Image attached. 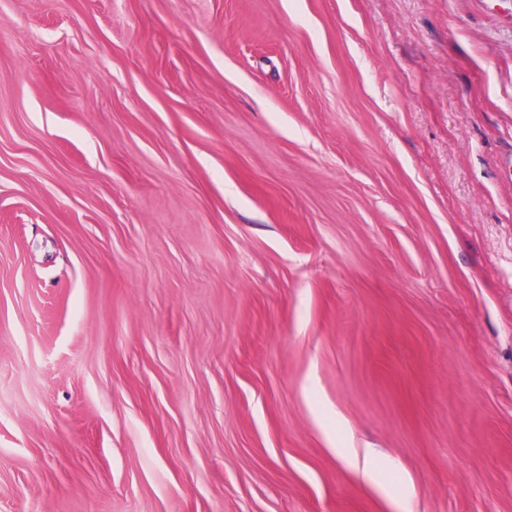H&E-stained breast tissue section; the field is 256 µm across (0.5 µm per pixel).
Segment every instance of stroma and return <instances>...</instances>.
Returning <instances> with one entry per match:
<instances>
[{"label": "stroma", "instance_id": "obj_1", "mask_svg": "<svg viewBox=\"0 0 512 512\" xmlns=\"http://www.w3.org/2000/svg\"><path fill=\"white\" fill-rule=\"evenodd\" d=\"M0 512H512V0H0Z\"/></svg>", "mask_w": 512, "mask_h": 512}]
</instances>
